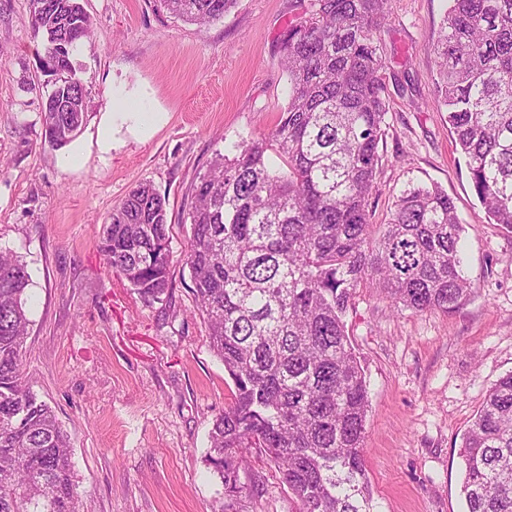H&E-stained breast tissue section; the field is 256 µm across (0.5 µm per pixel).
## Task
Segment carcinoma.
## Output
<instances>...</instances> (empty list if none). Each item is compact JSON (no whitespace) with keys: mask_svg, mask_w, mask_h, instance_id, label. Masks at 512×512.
Listing matches in <instances>:
<instances>
[{"mask_svg":"<svg viewBox=\"0 0 512 512\" xmlns=\"http://www.w3.org/2000/svg\"><path fill=\"white\" fill-rule=\"evenodd\" d=\"M48 47L44 137L68 144L85 118L72 52L91 34L80 0H30ZM236 0H160L197 23ZM391 0H310L288 25L287 107L268 136L215 154L192 189L186 251L194 310L234 383L213 421L206 463L228 512L255 448L277 467L297 512H375L362 447L369 383L346 316L362 288L415 313L470 294L462 222L437 186H410L374 228L369 199L388 104L377 36ZM436 88L490 220L512 233V0H449ZM106 268L149 302L169 288L167 201L140 183L103 225ZM31 275L0 252V512H79L70 444L24 375ZM466 512H512V372L487 391L462 438Z\"/></svg>","mask_w":512,"mask_h":512,"instance_id":"carcinoma-1","label":"carcinoma"}]
</instances>
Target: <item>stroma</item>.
I'll return each instance as SVG.
<instances>
[{
  "label": "stroma",
  "mask_w": 512,
  "mask_h": 512,
  "mask_svg": "<svg viewBox=\"0 0 512 512\" xmlns=\"http://www.w3.org/2000/svg\"><path fill=\"white\" fill-rule=\"evenodd\" d=\"M91 36L73 55L86 90L83 167L44 139L45 41L30 0H0V250L31 275L24 369L72 451L80 512H219L208 433L235 386L208 346L185 263L192 188L215 153L267 136L288 103L281 65L309 0H237L190 24L157 0H82ZM379 35L389 112L370 198L383 224L411 184H437L463 221L472 292L417 314L360 289L347 315L369 382L363 459L378 512H464L462 436L486 391L512 372V234L479 203L438 97L432 44L446 0H392ZM163 115L146 141L121 131L101 152L104 113ZM167 200L169 290L147 302L107 271L98 231L137 184ZM246 512H295L275 467L252 456Z\"/></svg>",
  "instance_id": "35a3bbf8"
}]
</instances>
